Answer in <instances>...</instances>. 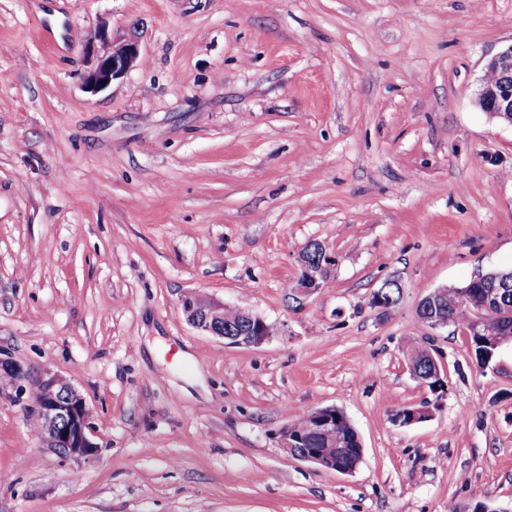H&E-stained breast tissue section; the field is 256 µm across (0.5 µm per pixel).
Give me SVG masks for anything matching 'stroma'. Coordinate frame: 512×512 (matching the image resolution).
I'll use <instances>...</instances> for the list:
<instances>
[{"label": "stroma", "instance_id": "35a3bbf8", "mask_svg": "<svg viewBox=\"0 0 512 512\" xmlns=\"http://www.w3.org/2000/svg\"><path fill=\"white\" fill-rule=\"evenodd\" d=\"M103 24L141 57L93 95ZM511 45L512 0H0V357L66 379L99 445L42 448L0 385V512H512V344L481 367L417 315L512 268V125L475 103ZM313 241L336 263L298 299ZM192 294L277 331L226 346ZM323 407L353 473L277 444ZM424 350H425V348L422 346L411 345L408 348V361L412 362L415 371L419 372L421 374V377L427 383V386L430 389V391L435 393L437 391V389L443 388V384L440 383L441 379H439L440 378L439 366H438V363H437L433 353L430 351V349H428L427 356L431 360V363L434 366V375L436 374V376L439 377V378H437L436 376H434L432 374V366L429 364L428 360H425L422 357V352Z\"/></svg>", "mask_w": 512, "mask_h": 512}]
</instances>
